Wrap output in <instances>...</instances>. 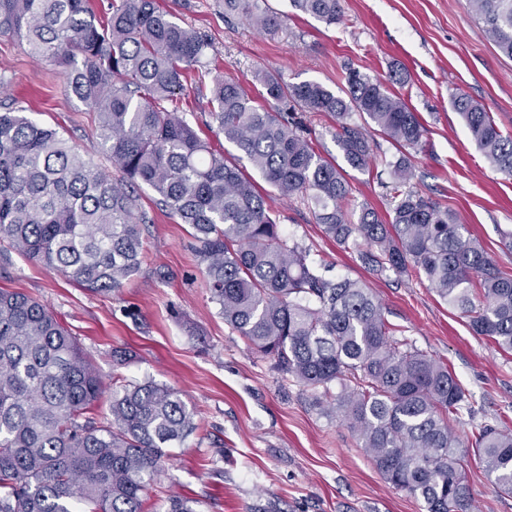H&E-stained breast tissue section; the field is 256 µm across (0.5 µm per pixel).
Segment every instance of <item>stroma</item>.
I'll return each mask as SVG.
<instances>
[{
	"label": "stroma",
	"instance_id": "1",
	"mask_svg": "<svg viewBox=\"0 0 512 512\" xmlns=\"http://www.w3.org/2000/svg\"><path fill=\"white\" fill-rule=\"evenodd\" d=\"M287 13L278 33L242 18L225 21L216 0H159L179 21L207 34L213 73L236 78L252 94L257 70L285 80L345 86L353 67L381 80L425 128L409 186L453 212L499 267L512 274V178L497 172L453 107L465 94L512 134V58L500 54L465 0H341L342 19L326 25L268 0ZM189 78L166 102L215 148L207 99ZM27 109L96 166L111 162L96 136L97 115L69 93L52 64L33 59L18 39L0 36V103ZM374 163L348 170L349 206L387 216L385 159L394 148L369 129ZM145 257L124 288L94 293L17 253L0 259V289L46 304L75 336L104 382L154 381L197 412L198 430L169 449L150 482L142 512H166L171 494L195 499L197 512H426L422 499L392 487L357 443L334 401L285 376L225 324L210 299L187 225L140 188ZM283 234L310 248L331 278L370 288L386 317L421 351L447 364L470 395L473 412L455 428L465 439L484 425L512 430V354L475 335L466 318L416 276L369 270L356 250L326 238L306 202L272 196ZM473 512H512L475 456L463 462Z\"/></svg>",
	"mask_w": 512,
	"mask_h": 512
}]
</instances>
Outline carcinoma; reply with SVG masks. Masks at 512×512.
Wrapping results in <instances>:
<instances>
[{"instance_id":"obj_1","label":"carcinoma","mask_w":512,"mask_h":512,"mask_svg":"<svg viewBox=\"0 0 512 512\" xmlns=\"http://www.w3.org/2000/svg\"><path fill=\"white\" fill-rule=\"evenodd\" d=\"M219 2L261 31L283 23L268 0ZM289 3L327 25L341 18L340 0ZM466 6L512 58V0ZM0 36L60 69L67 90L97 113L96 135L121 173L97 168L25 110L0 112L1 250L89 291H116L141 264L145 218L135 213L134 191L146 186L190 226L224 322L303 386L328 397L338 383L344 417L388 483L423 499L427 512H471L462 467L471 448L512 495V433L486 425L462 442L454 422L472 404L454 375L397 337L370 289L327 277L289 242L270 195L242 171L245 161L278 195L311 202L325 235L345 249L363 243L360 257L372 270L418 272L476 335L512 352V275L448 208L406 188L424 129L401 97L351 68L340 95L260 70L266 108L240 82L216 75L210 116L235 148L230 162L161 106L185 91L190 73L209 74L212 44L157 0H112L101 15L93 0H0ZM453 107L478 148L512 177V136L467 97ZM300 110L335 119L334 139L353 169L371 163L364 125L396 147L387 161L390 221L367 206L347 214L344 168L315 151ZM106 390L49 308L0 289V512H141L166 449L198 429L195 411L164 385L115 377L111 419L100 425L92 414Z\"/></svg>"}]
</instances>
